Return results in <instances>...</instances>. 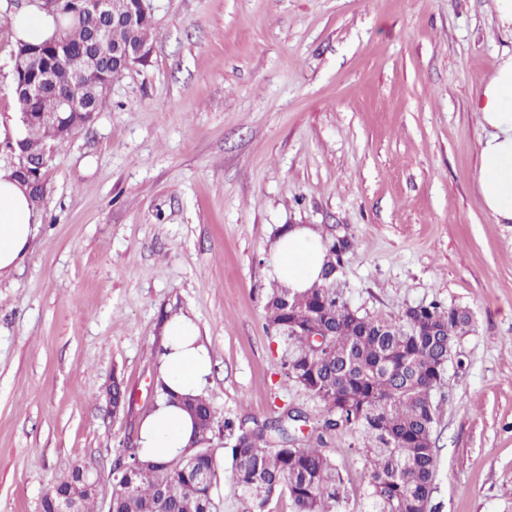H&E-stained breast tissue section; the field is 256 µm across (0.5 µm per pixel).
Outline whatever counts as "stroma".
<instances>
[{
  "mask_svg": "<svg viewBox=\"0 0 512 512\" xmlns=\"http://www.w3.org/2000/svg\"><path fill=\"white\" fill-rule=\"evenodd\" d=\"M0 0V121H18ZM146 62L101 112L53 144L41 225L0 277V512H40L78 463L109 472L153 407L162 326L194 319L212 357L203 388L251 427L322 404L289 381L265 318L285 225L346 237L340 286L398 319L433 300L466 308L433 395L437 512H512V223L485 208L479 86L512 56L495 0H152ZM127 391L113 411V375ZM358 436L326 438L361 512Z\"/></svg>",
  "mask_w": 512,
  "mask_h": 512,
  "instance_id": "obj_1",
  "label": "stroma"
}]
</instances>
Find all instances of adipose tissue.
<instances>
[{"instance_id":"ef3b65f1","label":"adipose tissue","mask_w":512,"mask_h":512,"mask_svg":"<svg viewBox=\"0 0 512 512\" xmlns=\"http://www.w3.org/2000/svg\"><path fill=\"white\" fill-rule=\"evenodd\" d=\"M472 108L487 131L481 144L478 185L485 208L500 221H512V57L500 63L492 79L477 93ZM40 218L12 169L0 167V275L22 262L35 238ZM325 262L320 237L298 225L282 233L273 248V275L295 292L310 288ZM155 377L180 394L203 390L212 362L196 322L185 315L168 318ZM142 456L172 458L191 446L205 447L194 437L191 418L178 406L158 402L140 422Z\"/></svg>"}]
</instances>
